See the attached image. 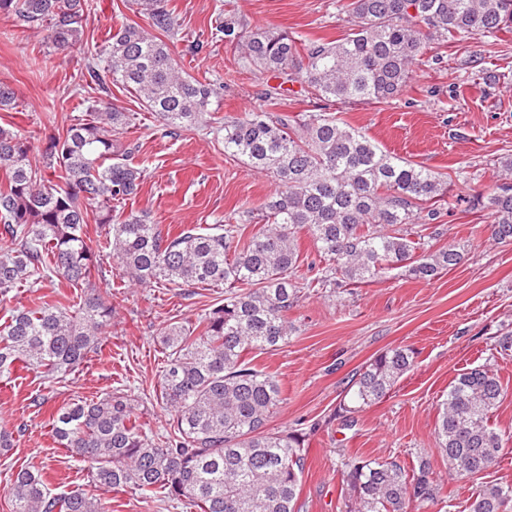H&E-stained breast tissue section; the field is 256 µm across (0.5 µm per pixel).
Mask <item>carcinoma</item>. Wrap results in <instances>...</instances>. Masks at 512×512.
Returning <instances> with one entry per match:
<instances>
[{
    "mask_svg": "<svg viewBox=\"0 0 512 512\" xmlns=\"http://www.w3.org/2000/svg\"><path fill=\"white\" fill-rule=\"evenodd\" d=\"M146 26L125 22L95 48L81 81L99 94L90 120L70 125L35 162L27 137L0 126V296L55 276L80 289L63 305L40 301L10 311L0 324V377L18 363L53 380L98 350L112 324V293L92 286L98 259L113 258L139 284L224 286V303L191 324L160 332L167 354L156 400L171 416L167 440L150 439L135 400L123 393L65 403L49 418L60 447L85 464L100 487L133 488L198 512H295L305 436L271 432L284 402L277 376L247 360L288 339V311L314 288L361 287L402 269L431 280L462 260L460 247L440 245L430 226L447 199V179L389 155L360 130L321 107L296 116L268 110L224 123V153L270 176L276 193L260 208L263 227L218 224L177 234L145 211L118 206L135 198L143 170L129 163L133 148L116 135L128 113L112 104L111 86L132 91L170 135L197 125L217 96L215 84L187 73L170 41L180 23L167 0H133ZM348 33L335 41H300L275 28L235 32L226 18L211 41L235 46L241 69L267 74L271 105L283 85L298 82L321 102H390L406 87L412 66L433 45L472 35L512 31V0H350ZM88 0H0V16L44 33L46 55L85 49ZM500 183L471 207L491 212L492 236L512 241V159L498 162ZM104 233L87 235L89 214ZM428 222L418 225L416 216ZM305 232L324 265L299 278L298 234ZM415 365V352L390 348L359 371L353 414L383 398ZM506 390L491 370L473 368L448 386L435 427L448 468L472 478L499 465L504 439L492 418ZM346 512H406L437 499L430 463L408 466L357 455L342 459ZM13 512H108L100 498L79 491L53 494L39 470L11 474ZM512 486L485 485L468 512H507Z\"/></svg>",
    "mask_w": 512,
    "mask_h": 512,
    "instance_id": "obj_1",
    "label": "carcinoma"
}]
</instances>
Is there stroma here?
<instances>
[{
  "label": "stroma",
  "instance_id": "1",
  "mask_svg": "<svg viewBox=\"0 0 512 512\" xmlns=\"http://www.w3.org/2000/svg\"><path fill=\"white\" fill-rule=\"evenodd\" d=\"M168 5L180 22L173 49L187 72L219 86L210 115L221 120L264 108L268 77L241 70L232 47L209 42L218 16L234 17L248 28H278L302 40H335L348 29L339 0H168ZM136 18L131 0H89V47L100 45L116 22ZM199 39L205 43L202 52L191 53ZM438 53L439 60L427 55L414 65L410 82L392 103L339 101L332 111L391 155L451 177V194L462 203L439 222L443 242L464 245V260L429 281L395 269L368 286L340 288L329 296L312 293L289 311L293 329L286 343L252 356L253 366L275 373L285 397L269 429L305 435L296 512H345V452L405 463L428 454L441 499L428 512H465L481 485H512V352L497 344L499 336L512 332V244L493 241L489 215L464 203L487 192L498 161L512 157V32L455 41ZM86 62L79 54L45 55L41 34L0 16V81L19 98L16 109L0 111V125L29 136L34 157H41L52 137L86 117L91 91L80 80ZM112 101L134 116L120 140L134 145L132 163L145 174L127 209L148 210L154 223L176 233L225 222L274 193L270 177L225 154L214 128L203 125L169 137L135 94L116 87ZM93 282L112 292V324L100 352L60 382L20 366L10 379H0V428L10 429L14 438L13 449L0 456V512H11L6 486L10 474L22 468L43 470L52 492L80 490L105 498L110 512H197L187 501L99 488L82 463L55 443L48 419L64 402L121 391L138 400L148 436L165 440L168 415L155 397L165 365L159 333L223 303L224 289L136 285L107 257ZM44 295L66 303L75 290L58 278L39 288L14 289L0 298V317ZM396 346L416 351L414 369L344 425L337 410L356 372ZM476 366L490 369L507 388L492 419L505 448L495 469L459 479L437 450L434 427L449 383Z\"/></svg>",
  "mask_w": 512,
  "mask_h": 512
}]
</instances>
